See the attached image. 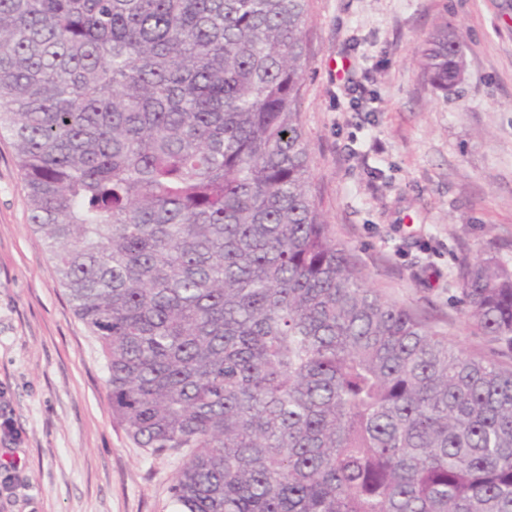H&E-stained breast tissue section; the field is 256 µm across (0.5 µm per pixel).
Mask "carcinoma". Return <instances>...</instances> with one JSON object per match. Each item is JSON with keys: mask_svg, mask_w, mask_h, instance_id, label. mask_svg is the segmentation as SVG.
I'll return each mask as SVG.
<instances>
[{"mask_svg": "<svg viewBox=\"0 0 512 512\" xmlns=\"http://www.w3.org/2000/svg\"><path fill=\"white\" fill-rule=\"evenodd\" d=\"M306 0H0V130L112 416L182 512H512V272L475 357L367 285L309 193ZM463 41L427 39L448 92Z\"/></svg>", "mask_w": 512, "mask_h": 512, "instance_id": "1", "label": "carcinoma"}]
</instances>
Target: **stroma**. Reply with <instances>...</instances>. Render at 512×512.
Returning <instances> with one entry per match:
<instances>
[{
    "instance_id": "obj_1",
    "label": "stroma",
    "mask_w": 512,
    "mask_h": 512,
    "mask_svg": "<svg viewBox=\"0 0 512 512\" xmlns=\"http://www.w3.org/2000/svg\"><path fill=\"white\" fill-rule=\"evenodd\" d=\"M443 27L466 61L446 93L419 64ZM305 42L309 190L337 240L370 287L492 355L461 312L457 269L512 271V0H308ZM28 216L0 133V512H179L181 454H152L113 419L101 345Z\"/></svg>"
}]
</instances>
